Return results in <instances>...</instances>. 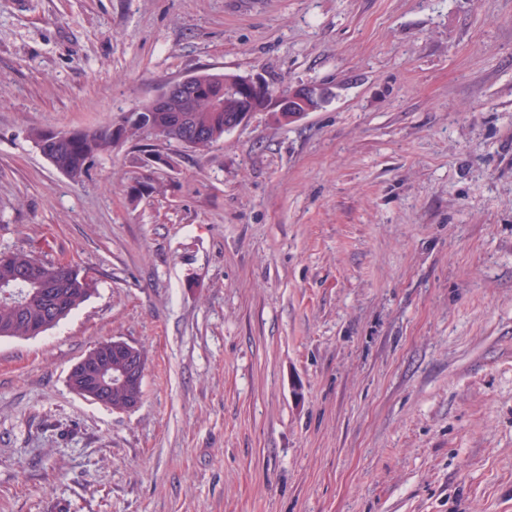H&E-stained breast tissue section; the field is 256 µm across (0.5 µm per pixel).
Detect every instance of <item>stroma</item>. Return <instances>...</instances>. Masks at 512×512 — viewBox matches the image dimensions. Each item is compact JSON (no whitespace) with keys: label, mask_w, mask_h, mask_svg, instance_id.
Masks as SVG:
<instances>
[{"label":"stroma","mask_w":512,"mask_h":512,"mask_svg":"<svg viewBox=\"0 0 512 512\" xmlns=\"http://www.w3.org/2000/svg\"><path fill=\"white\" fill-rule=\"evenodd\" d=\"M326 98L74 182L28 132L199 70ZM88 300L0 339V512H512V0H0V251ZM147 357L118 413L67 374Z\"/></svg>","instance_id":"stroma-1"}]
</instances>
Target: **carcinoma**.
<instances>
[{
	"label": "carcinoma",
	"instance_id": "cac0c4a2",
	"mask_svg": "<svg viewBox=\"0 0 512 512\" xmlns=\"http://www.w3.org/2000/svg\"><path fill=\"white\" fill-rule=\"evenodd\" d=\"M137 114L145 120L153 119L158 127L155 138L184 144V131L178 122L180 113L153 112L151 103L146 102L137 109ZM191 116L206 133V137L191 148L204 151L224 140V123L230 120L232 113L214 111L209 96L203 95L196 101ZM49 134L50 131L45 129H32L28 137L58 171L76 182L88 177L99 157L112 153L110 125L69 130L65 132L67 138L56 143L51 141ZM43 279L50 280L54 306L41 298L0 297V334L24 338L28 336L32 321L47 331L78 309L92 290L86 272L71 263L46 262L24 249L11 251L7 259L0 261V284L11 285L21 294L29 289V284Z\"/></svg>",
	"mask_w": 512,
	"mask_h": 512
}]
</instances>
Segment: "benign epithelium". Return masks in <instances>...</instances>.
I'll return each mask as SVG.
<instances>
[{
    "mask_svg": "<svg viewBox=\"0 0 512 512\" xmlns=\"http://www.w3.org/2000/svg\"><path fill=\"white\" fill-rule=\"evenodd\" d=\"M220 84L229 89L237 98L235 115L226 127L230 130L244 124L250 116L265 110L276 113L279 118L298 121L315 110V105L324 99V93L310 86H297L284 93L272 88L261 76L226 75ZM203 89L189 77L166 84L153 98V111L174 112L179 103L190 102L200 95ZM106 345L116 350L121 362L117 371H112V361L101 359L96 372L91 373L83 361L75 363L68 373V381L78 383L80 396L104 404L108 395V385L114 381L128 386L138 383L144 375V358L140 347L123 340H111Z\"/></svg>",
    "mask_w": 512,
    "mask_h": 512,
    "instance_id": "1",
    "label": "benign epithelium"
}]
</instances>
